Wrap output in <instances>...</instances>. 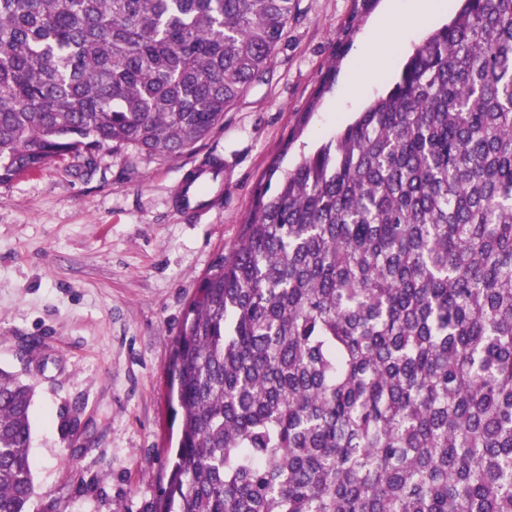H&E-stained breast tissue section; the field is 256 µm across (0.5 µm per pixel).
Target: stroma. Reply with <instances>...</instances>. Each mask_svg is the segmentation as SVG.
<instances>
[{
    "mask_svg": "<svg viewBox=\"0 0 512 512\" xmlns=\"http://www.w3.org/2000/svg\"><path fill=\"white\" fill-rule=\"evenodd\" d=\"M387 0H298L268 82L175 158L102 151L0 183V368L35 388L30 512H151L171 446L170 370L187 306L234 248L271 162L293 168L384 94L440 21L409 34L360 99L347 76ZM334 80L322 85L326 70ZM219 161L224 203L172 197Z\"/></svg>",
    "mask_w": 512,
    "mask_h": 512,
    "instance_id": "stroma-1",
    "label": "stroma"
}]
</instances>
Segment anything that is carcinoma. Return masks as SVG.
<instances>
[{
  "label": "carcinoma",
  "instance_id": "cac0c4a2",
  "mask_svg": "<svg viewBox=\"0 0 512 512\" xmlns=\"http://www.w3.org/2000/svg\"><path fill=\"white\" fill-rule=\"evenodd\" d=\"M297 0H0V182L176 157L270 77ZM259 185L188 305L154 512H512V0ZM33 386L0 369V512Z\"/></svg>",
  "mask_w": 512,
  "mask_h": 512
}]
</instances>
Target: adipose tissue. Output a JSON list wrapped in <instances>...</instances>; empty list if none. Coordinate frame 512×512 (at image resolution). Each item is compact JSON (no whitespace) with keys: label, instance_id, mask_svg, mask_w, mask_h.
<instances>
[{"label":"adipose tissue","instance_id":"ef3b65f1","mask_svg":"<svg viewBox=\"0 0 512 512\" xmlns=\"http://www.w3.org/2000/svg\"><path fill=\"white\" fill-rule=\"evenodd\" d=\"M441 6V0H391L386 15L376 24V38L366 41L359 50L352 76L344 89L345 98H356L387 65L390 55L381 49L379 41L391 34L393 18H402L405 30L410 31L432 18Z\"/></svg>","mask_w":512,"mask_h":512}]
</instances>
